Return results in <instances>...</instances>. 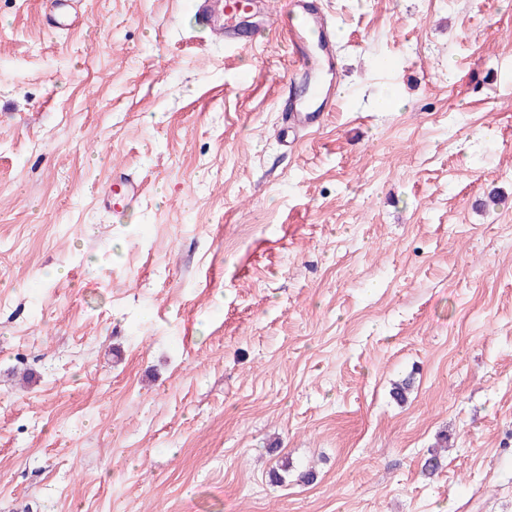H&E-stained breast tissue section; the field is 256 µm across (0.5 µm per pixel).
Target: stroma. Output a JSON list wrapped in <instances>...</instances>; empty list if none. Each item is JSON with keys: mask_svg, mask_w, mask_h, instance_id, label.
Returning a JSON list of instances; mask_svg holds the SVG:
<instances>
[{"mask_svg": "<svg viewBox=\"0 0 512 512\" xmlns=\"http://www.w3.org/2000/svg\"><path fill=\"white\" fill-rule=\"evenodd\" d=\"M319 5L287 146L277 32L0 0V512H512V0ZM212 25L211 32L224 38L227 47H240L251 41L252 30L237 16L260 14L276 25L288 40L290 53L298 64L307 94L289 91L280 103L286 113L281 129L282 140L294 143L300 136L318 132L326 112L336 107L339 87L336 80V29L319 8L317 0H289L288 10L272 16L266 11V0H220L215 5L203 0ZM289 139V140H288ZM291 139V141H290ZM122 172L114 171L112 181L104 188L107 198L112 197V211L121 214L139 205L140 192L138 185Z\"/></svg>", "mask_w": 512, "mask_h": 512, "instance_id": "1", "label": "stroma"}]
</instances>
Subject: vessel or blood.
I'll return each mask as SVG.
<instances>
[{
	"instance_id": "b4317fda",
	"label": "vessel or blood",
	"mask_w": 512,
	"mask_h": 512,
	"mask_svg": "<svg viewBox=\"0 0 512 512\" xmlns=\"http://www.w3.org/2000/svg\"><path fill=\"white\" fill-rule=\"evenodd\" d=\"M204 7L212 22V33L223 37L225 46L236 48L248 44L252 34L251 29L239 21V14L266 11L265 0H221L217 5L206 0ZM271 22L285 34L307 87L303 93H288L279 103L286 114L281 137L295 140L318 132L327 112L336 107L339 91L336 30L317 0H289L287 11L273 16ZM104 193L111 197L112 210L118 214L137 207L140 202L137 184L118 171L113 172Z\"/></svg>"
}]
</instances>
